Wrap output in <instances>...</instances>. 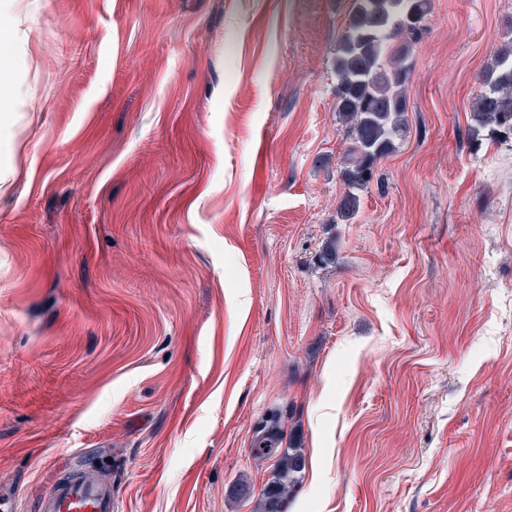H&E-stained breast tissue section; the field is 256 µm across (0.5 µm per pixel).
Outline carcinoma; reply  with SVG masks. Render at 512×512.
<instances>
[{"instance_id": "cac0c4a2", "label": "carcinoma", "mask_w": 512, "mask_h": 512, "mask_svg": "<svg viewBox=\"0 0 512 512\" xmlns=\"http://www.w3.org/2000/svg\"><path fill=\"white\" fill-rule=\"evenodd\" d=\"M429 0H352L338 37L333 61L338 118L345 125L347 187L338 209L348 222L359 210L357 191L372 178L377 161L395 148V137L406 122V87L412 68L413 45L423 30ZM407 41L393 48L401 36ZM474 130L490 137L512 135V43L500 48L476 95ZM254 457L271 460V477L260 493L256 512H281L283 499L302 481L303 449L294 441L283 446L279 416L271 412L251 441Z\"/></svg>"}]
</instances>
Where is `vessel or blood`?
Returning <instances> with one entry per match:
<instances>
[{
  "mask_svg": "<svg viewBox=\"0 0 512 512\" xmlns=\"http://www.w3.org/2000/svg\"><path fill=\"white\" fill-rule=\"evenodd\" d=\"M34 512H113L112 480L86 465L56 479L36 501Z\"/></svg>",
  "mask_w": 512,
  "mask_h": 512,
  "instance_id": "b4317fda",
  "label": "vessel or blood"
}]
</instances>
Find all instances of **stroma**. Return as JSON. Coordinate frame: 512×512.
Wrapping results in <instances>:
<instances>
[{
	"instance_id": "obj_1",
	"label": "stroma",
	"mask_w": 512,
	"mask_h": 512,
	"mask_svg": "<svg viewBox=\"0 0 512 512\" xmlns=\"http://www.w3.org/2000/svg\"><path fill=\"white\" fill-rule=\"evenodd\" d=\"M350 6L0 0V512L82 460L114 512H254L272 409L282 512H512V138L471 117L512 0H432L341 224ZM282 445L279 416L272 411L251 441V453L255 458L273 460L271 477L261 490L256 512H281L283 499L302 481L306 468L303 448L292 441L291 435H288V446L283 448Z\"/></svg>"
}]
</instances>
